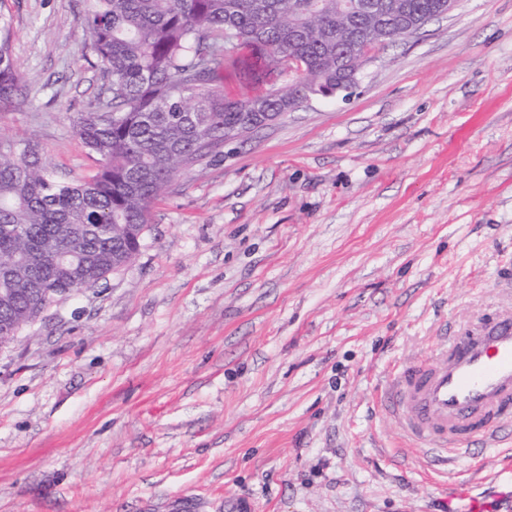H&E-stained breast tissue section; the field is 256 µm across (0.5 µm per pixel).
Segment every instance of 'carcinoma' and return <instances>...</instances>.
<instances>
[{"instance_id":"obj_1","label":"carcinoma","mask_w":512,"mask_h":512,"mask_svg":"<svg viewBox=\"0 0 512 512\" xmlns=\"http://www.w3.org/2000/svg\"><path fill=\"white\" fill-rule=\"evenodd\" d=\"M78 27L106 79L101 112L75 131L98 162L69 183L39 145L0 143V345L83 283L97 284L136 256L151 204L182 171L221 154L224 132L248 112L288 111L299 55L307 87H336V62L355 68L362 46H393L444 15V0H378L401 28L374 34L343 18V0H85ZM0 19V107L25 94ZM232 74L247 93L224 95Z\"/></svg>"}]
</instances>
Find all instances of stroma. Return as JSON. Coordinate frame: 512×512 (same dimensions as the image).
<instances>
[{"label": "stroma", "mask_w": 512, "mask_h": 512, "mask_svg": "<svg viewBox=\"0 0 512 512\" xmlns=\"http://www.w3.org/2000/svg\"><path fill=\"white\" fill-rule=\"evenodd\" d=\"M83 0H0L27 95L0 140L66 181L101 80ZM512 289V0H460L177 176L133 262L0 346V512H448L376 393Z\"/></svg>", "instance_id": "1"}]
</instances>
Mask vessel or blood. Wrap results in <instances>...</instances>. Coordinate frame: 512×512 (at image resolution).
I'll use <instances>...</instances> for the list:
<instances>
[{"mask_svg":"<svg viewBox=\"0 0 512 512\" xmlns=\"http://www.w3.org/2000/svg\"><path fill=\"white\" fill-rule=\"evenodd\" d=\"M378 403L436 465L501 448L512 428V311L451 330L439 352L396 368Z\"/></svg>","mask_w":512,"mask_h":512,"instance_id":"b4317fda","label":"vessel or blood"}]
</instances>
